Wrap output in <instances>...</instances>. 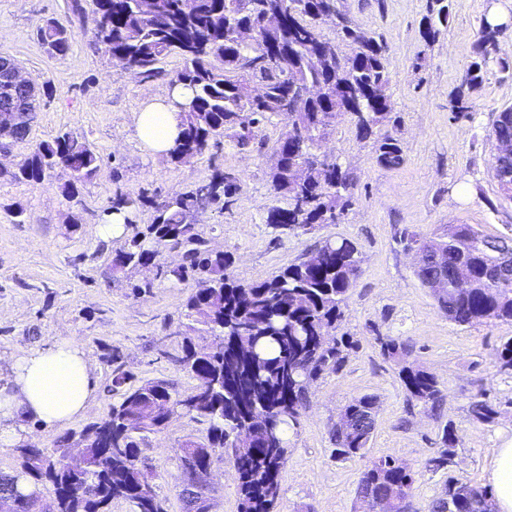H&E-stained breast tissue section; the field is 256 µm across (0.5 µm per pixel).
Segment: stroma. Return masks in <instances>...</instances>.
I'll return each mask as SVG.
<instances>
[{
    "label": "stroma",
    "instance_id": "35a3bbf8",
    "mask_svg": "<svg viewBox=\"0 0 512 512\" xmlns=\"http://www.w3.org/2000/svg\"><path fill=\"white\" fill-rule=\"evenodd\" d=\"M428 0H338V9L359 29L383 39L391 74L394 121L388 129L406 150L396 169L377 164L371 142L360 140L353 123L342 121L321 142L319 154L336 157L355 182L353 201L333 224L275 238L266 223L272 197L269 172L285 122L273 118L258 136L262 151L238 150L229 139L182 163L144 153L132 136V121L151 99L163 96L178 56L165 58L162 78L125 72L94 42L96 16H74L70 0H0V53L12 56L24 77L41 92L40 109L25 141L15 143L0 164L15 167L41 142L70 132L101 156L97 174L73 197L62 194V177L39 184H0V366L31 347L65 338L83 345L98 383L97 398L83 422L102 417L112 398V368L102 354L118 348L124 371L137 379L164 378L182 393L194 379L161 356V339L181 329L184 303L194 282L153 281L149 294L134 284L151 279L138 270L113 277L111 253L120 239L101 241L96 230L117 195L164 199L206 181L214 170L235 175L241 189L226 210L208 208L196 222L210 248L233 255L232 276L244 283L271 278L304 260L328 238H346L362 253L360 274L349 293L339 334L352 337L339 372L314 381L310 403L289 430L290 454L281 472L276 512H356V487L368 461L391 456L416 473L411 512H428L449 477L488 487L495 448L512 440V373L498 352L512 338V322L458 325L448 321L435 297L415 274V261L396 236L402 229L430 233L441 224H470L487 236L512 235V197L494 177L496 115L512 107V0H450L448 28L433 45L420 36ZM72 28L69 53L51 56L36 29L47 19ZM502 30L484 79L457 113L452 100L475 59L483 25ZM25 212L16 223L11 210ZM405 340L409 358L433 373L443 401L429 411L411 401L396 362L385 358L379 337ZM484 389L496 415L477 420L470 402ZM369 394L377 399L373 436L364 457L336 458L332 430L346 404ZM453 424L459 436L451 470L425 464L440 448L441 429ZM202 425L173 417L152 437L143 455L168 512H181L177 454ZM238 476L229 460L212 468V512H237Z\"/></svg>",
    "mask_w": 512,
    "mask_h": 512
}]
</instances>
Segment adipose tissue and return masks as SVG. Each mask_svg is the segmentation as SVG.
<instances>
[{
  "instance_id": "1",
  "label": "adipose tissue",
  "mask_w": 512,
  "mask_h": 512,
  "mask_svg": "<svg viewBox=\"0 0 512 512\" xmlns=\"http://www.w3.org/2000/svg\"><path fill=\"white\" fill-rule=\"evenodd\" d=\"M191 92L181 85L146 105L134 120L138 142L154 154L167 153L181 131L180 107ZM97 396L93 367L72 339L14 355L0 385V445L17 444L27 424L61 429L80 418ZM488 480L493 512H512V441L496 449Z\"/></svg>"
}]
</instances>
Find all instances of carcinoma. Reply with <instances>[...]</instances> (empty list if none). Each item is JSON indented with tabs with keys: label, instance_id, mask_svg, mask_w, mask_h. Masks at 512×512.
<instances>
[{
	"label": "carcinoma",
	"instance_id": "1",
	"mask_svg": "<svg viewBox=\"0 0 512 512\" xmlns=\"http://www.w3.org/2000/svg\"><path fill=\"white\" fill-rule=\"evenodd\" d=\"M101 28L95 42L127 71L147 78L161 74L158 63L176 55L183 67L172 84L192 90L182 112L181 133L170 160L202 154L211 142L231 140L241 150L255 146L256 130L278 116L288 130L274 145L283 165L269 173L273 205L266 221L277 236L308 232L334 224L352 204L354 178L335 158L315 156L317 142L350 115L358 135L373 141L376 162L397 168L405 161L395 135L379 128L391 121L390 74L386 45L356 32L346 15L337 13L341 40L356 45L350 54L323 38L316 26L336 0H94ZM268 14L279 26L261 34L256 44H242L243 27H256ZM448 0H430L423 17L422 39L436 42L448 27ZM500 29L483 26L476 44L479 60L468 68L455 97L453 111L466 112L467 93L483 80L482 66L491 56ZM38 39L53 56L68 53L72 30L48 20ZM20 107L13 116L16 140H24L36 119L40 96L18 90ZM288 110H283V103ZM496 148L512 145V108L493 123ZM101 157L69 132L38 144L17 169H0V183L39 184L56 171L67 176L62 191L74 195L77 184L92 179ZM240 190L239 179L220 170L193 189L162 201L148 196H119L109 211L129 213L138 205L154 209L153 222L135 229L112 252V272L160 263L161 251L184 244L185 265L162 271L170 283L193 280L197 288L185 302L183 330L176 363L196 380L187 394L166 379L138 380L121 368L114 370L112 403L101 418L78 431L61 434L51 448L21 442L14 448L16 472L37 491L25 496L21 512L42 501L39 488L49 490L54 512H111L112 500L128 502L133 512H168L147 476L142 443L162 432L164 413L186 416L205 429L204 447L189 442L179 449L182 512H198L210 488L202 473L231 450L238 472V512H274L281 495L280 474L289 454L285 428L306 406L311 383L326 371H338L353 347L348 336H336L349 292L360 271L361 253L350 240L326 239L316 250L318 261L282 269L270 279L241 283L230 277L228 252H211L193 223L208 205L225 208ZM399 242L419 250L424 262L416 275L422 284L440 280L435 293L441 312L458 325L512 320V268L494 259H512V237L485 236L469 224H442L429 235L403 229ZM383 354L402 362L399 377L410 399L432 408L441 400L436 376L406 360V341L377 337ZM347 425L333 432L335 455L363 456L375 428L376 400L364 395L346 405ZM471 412L482 421L493 409L483 394L474 396ZM87 442L85 454L68 460L71 438ZM441 451L427 467L448 468L459 437L452 424L441 432ZM414 471L387 456L371 460L356 489L362 512H408L409 501L394 503L390 487L411 489ZM486 489L448 478L444 495L430 512H491Z\"/></svg>",
	"mask_w": 512,
	"mask_h": 512
}]
</instances>
